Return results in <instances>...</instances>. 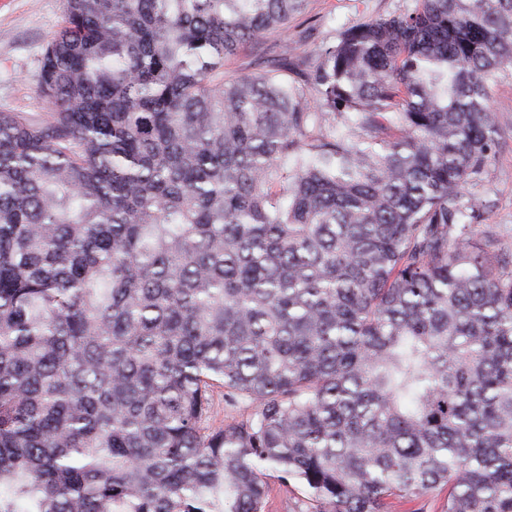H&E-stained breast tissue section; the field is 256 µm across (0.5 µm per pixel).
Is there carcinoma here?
Segmentation results:
<instances>
[{"instance_id":"carcinoma-1","label":"carcinoma","mask_w":512,"mask_h":512,"mask_svg":"<svg viewBox=\"0 0 512 512\" xmlns=\"http://www.w3.org/2000/svg\"><path fill=\"white\" fill-rule=\"evenodd\" d=\"M303 2L63 0L48 112H0V512H265L268 471L512 512V250L463 193L512 0L224 76ZM252 411V406L248 405V403H244L235 411L224 412V399L222 396V392L220 390L215 391L214 393V408L213 413L211 414L210 420L208 421V426L211 428H217L224 424L227 416L233 415L236 417H246Z\"/></svg>"}]
</instances>
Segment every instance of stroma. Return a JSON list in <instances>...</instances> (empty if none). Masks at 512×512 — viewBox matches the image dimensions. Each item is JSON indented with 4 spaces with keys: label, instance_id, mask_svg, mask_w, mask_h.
Segmentation results:
<instances>
[{
    "label": "stroma",
    "instance_id": "stroma-1",
    "mask_svg": "<svg viewBox=\"0 0 512 512\" xmlns=\"http://www.w3.org/2000/svg\"><path fill=\"white\" fill-rule=\"evenodd\" d=\"M411 0H307L305 10L288 23L287 36L271 35L245 45L224 61L225 76H252L271 69L285 45L303 59L317 55L323 44L370 18L385 16ZM63 24L61 0H0V112L38 117L46 104L35 75L49 39ZM490 109L495 112L504 144L492 159L480 191L488 202L482 221L494 225L503 243L512 247V74L493 86Z\"/></svg>",
    "mask_w": 512,
    "mask_h": 512
}]
</instances>
